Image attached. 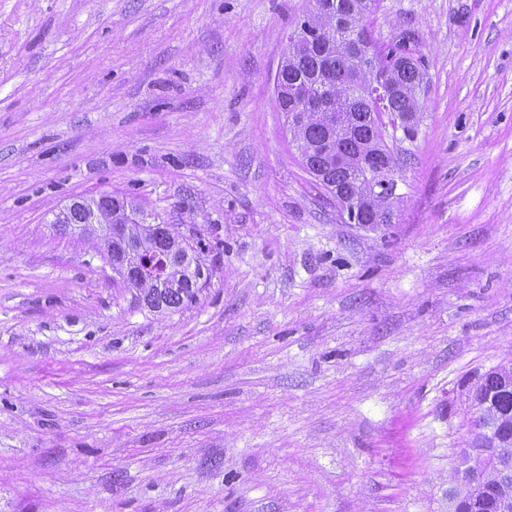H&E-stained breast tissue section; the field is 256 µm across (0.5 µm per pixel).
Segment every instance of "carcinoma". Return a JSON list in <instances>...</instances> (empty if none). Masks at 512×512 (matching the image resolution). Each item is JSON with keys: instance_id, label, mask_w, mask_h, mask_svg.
Returning a JSON list of instances; mask_svg holds the SVG:
<instances>
[{"instance_id": "1", "label": "carcinoma", "mask_w": 512, "mask_h": 512, "mask_svg": "<svg viewBox=\"0 0 512 512\" xmlns=\"http://www.w3.org/2000/svg\"><path fill=\"white\" fill-rule=\"evenodd\" d=\"M375 5L376 0H313L312 11L304 17L308 31L289 38L277 75L276 98L306 171L337 202L357 197L360 221L374 218L379 224H389L397 219L402 196L396 193L385 202L373 191L371 181L360 174L363 168L375 173L390 154L386 127L371 117L376 111L372 93L387 73L391 80L388 111L398 115L418 111L417 88L423 82L424 58L408 35L384 47L376 43L371 21ZM127 204L123 198L99 202L100 209H112L115 223L126 221ZM85 219L83 210L68 208L66 215L55 216L53 223L66 233L80 229ZM131 234L138 237L145 258L130 270V276L147 307L177 311L197 301L199 291L194 286L152 297L159 278L177 273L179 252L184 250L168 225L134 224ZM503 376H512V361L481 374L470 394L477 398L496 391L495 407L482 409L481 415L497 419L511 431L512 389L502 388ZM510 468L512 448L491 455L484 471L486 483L495 484L500 472Z\"/></svg>"}]
</instances>
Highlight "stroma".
<instances>
[{
  "mask_svg": "<svg viewBox=\"0 0 512 512\" xmlns=\"http://www.w3.org/2000/svg\"><path fill=\"white\" fill-rule=\"evenodd\" d=\"M310 0H0V512H448L512 359V0H378L426 60L398 221L350 224L274 80ZM109 193L200 240L139 305L53 219ZM512 376V361L490 369L481 374L471 387L472 397H479L486 391H496L495 407H487L480 410L481 415L487 419L496 418L501 427L506 431L512 430V380H503L502 385L507 388L502 389L501 377Z\"/></svg>",
  "mask_w": 512,
  "mask_h": 512,
  "instance_id": "35a3bbf8",
  "label": "stroma"
}]
</instances>
